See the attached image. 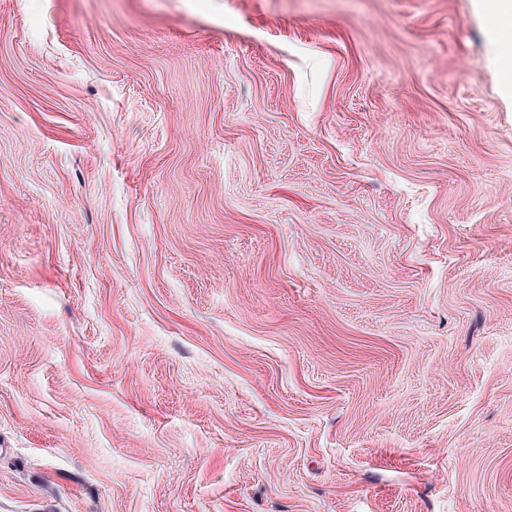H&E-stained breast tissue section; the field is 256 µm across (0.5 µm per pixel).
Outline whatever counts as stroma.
<instances>
[{
  "mask_svg": "<svg viewBox=\"0 0 512 512\" xmlns=\"http://www.w3.org/2000/svg\"><path fill=\"white\" fill-rule=\"evenodd\" d=\"M482 0H0V512H512V93Z\"/></svg>",
  "mask_w": 512,
  "mask_h": 512,
  "instance_id": "1",
  "label": "stroma"
}]
</instances>
